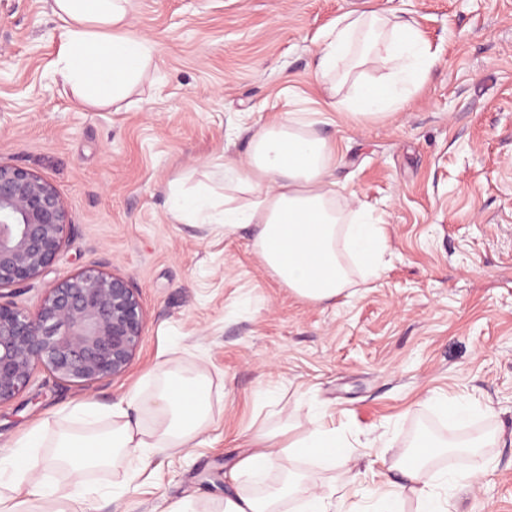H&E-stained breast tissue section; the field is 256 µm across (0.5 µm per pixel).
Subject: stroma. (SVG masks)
I'll use <instances>...</instances> for the list:
<instances>
[{
	"label": "stroma",
	"instance_id": "35a3bbf8",
	"mask_svg": "<svg viewBox=\"0 0 512 512\" xmlns=\"http://www.w3.org/2000/svg\"><path fill=\"white\" fill-rule=\"evenodd\" d=\"M396 10L435 56L390 120L330 111L313 62L342 14ZM127 32L156 41L155 71L118 112L82 106L53 79L50 0H0V162L50 181L69 214L63 248L9 294L36 312L48 288L96 267L145 313L126 372L79 386L36 368L0 405V447L69 406H109L172 362L205 372L213 422L192 447L87 476L88 512H166L223 496L244 430L303 433L312 415L356 441V485L378 487L418 437L456 444L434 469L480 466L450 512H512V0H132ZM336 146L342 213L364 208L387 240L379 277L350 262L353 293L326 305L275 280L252 231L175 224L169 186L246 161L260 126L288 116ZM473 406L451 426L434 401ZM375 447H365L366 439ZM483 439L471 455L459 444Z\"/></svg>",
	"mask_w": 512,
	"mask_h": 512
}]
</instances>
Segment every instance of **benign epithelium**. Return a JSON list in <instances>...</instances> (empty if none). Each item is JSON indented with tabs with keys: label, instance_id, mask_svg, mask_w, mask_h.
I'll use <instances>...</instances> for the list:
<instances>
[{
	"label": "benign epithelium",
	"instance_id": "obj_1",
	"mask_svg": "<svg viewBox=\"0 0 512 512\" xmlns=\"http://www.w3.org/2000/svg\"><path fill=\"white\" fill-rule=\"evenodd\" d=\"M67 209L45 178L0 163V298L40 276L65 242ZM144 312L124 278L89 268L48 289L35 315L0 302V404L41 365L85 385L123 374L141 341Z\"/></svg>",
	"mask_w": 512,
	"mask_h": 512
}]
</instances>
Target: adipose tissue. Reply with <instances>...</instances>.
I'll return each instance as SVG.
<instances>
[{
	"instance_id": "adipose-tissue-1",
	"label": "adipose tissue",
	"mask_w": 512,
	"mask_h": 512,
	"mask_svg": "<svg viewBox=\"0 0 512 512\" xmlns=\"http://www.w3.org/2000/svg\"><path fill=\"white\" fill-rule=\"evenodd\" d=\"M131 0H52L59 21L62 49L54 76L91 109L118 107L148 74L157 52L155 42L127 35ZM434 64L411 20L381 11L348 12L337 18L321 38L315 76L331 109L364 122L391 118L403 111L411 94L427 79ZM389 66L387 81L363 83L357 72ZM351 86L341 95L343 86ZM336 148L305 130L296 119L266 124L254 134L245 164L225 163L219 187L187 191L173 185L169 215L173 221L221 224L225 229L252 227L253 249L279 282L308 302L336 299L351 281L341 260L349 253L366 276H378L384 239L381 228L362 209L347 224L334 205L331 172ZM212 381L202 372L188 376L175 366L159 376L157 388L137 390L125 404L112 405V423L99 427L96 402L75 406L77 428L53 442L69 466L67 483L36 480L29 449L42 447L47 424L33 428L15 451L0 454V512H27L38 497L46 512H85L91 469L116 460L120 451L148 452L190 447L212 421ZM251 449L233 467L235 493L210 503L207 512H277L280 499L301 497V512H403V500L418 501L417 512H448V491L476 475L475 470L429 471L442 449L431 444L418 461L397 464L385 476L366 510L353 503V489L341 483L316 493L305 490L307 474H286L280 487L254 491L285 462L309 459L346 472L352 460L341 430L314 423L298 436L274 440L258 428L249 435Z\"/></svg>"
}]
</instances>
